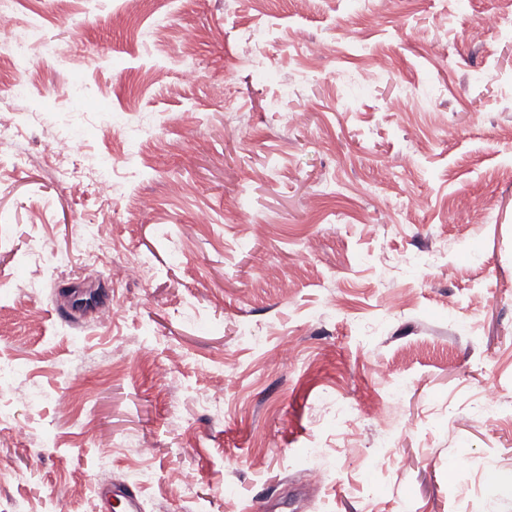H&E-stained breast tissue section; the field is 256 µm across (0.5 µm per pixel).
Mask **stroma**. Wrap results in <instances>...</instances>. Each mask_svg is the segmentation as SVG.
I'll list each match as a JSON object with an SVG mask.
<instances>
[{
  "mask_svg": "<svg viewBox=\"0 0 512 512\" xmlns=\"http://www.w3.org/2000/svg\"><path fill=\"white\" fill-rule=\"evenodd\" d=\"M496 8L0 0L70 49L0 54V112L27 123L0 154V512L57 495L124 512L98 495L103 467L142 512H512V36L488 25ZM73 80L82 93L56 99ZM62 122L74 156L114 161L111 202L51 180ZM97 220L150 278L85 266L72 240ZM88 290L126 316L97 324L72 305ZM489 388L492 425L475 411ZM65 390L80 419L57 415Z\"/></svg>",
  "mask_w": 512,
  "mask_h": 512,
  "instance_id": "stroma-1",
  "label": "stroma"
}]
</instances>
